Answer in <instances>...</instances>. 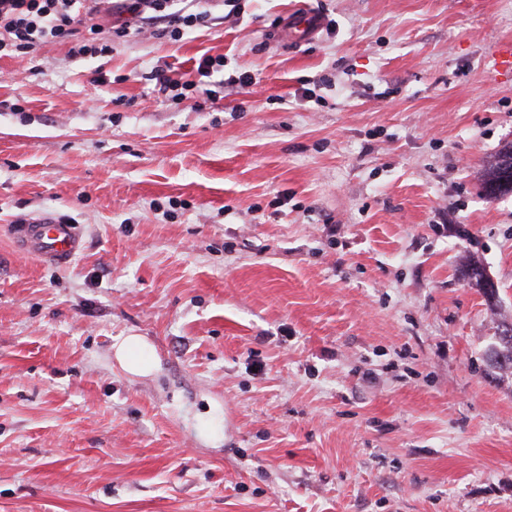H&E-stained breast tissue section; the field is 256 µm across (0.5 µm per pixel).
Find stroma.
I'll use <instances>...</instances> for the list:
<instances>
[{
    "mask_svg": "<svg viewBox=\"0 0 512 512\" xmlns=\"http://www.w3.org/2000/svg\"><path fill=\"white\" fill-rule=\"evenodd\" d=\"M208 10L120 38L104 0L111 53L0 58V512H512V0ZM40 217L69 263L15 238ZM481 184L489 199L496 198L500 193L512 192V145L499 154ZM18 233L22 245L59 264L70 262L81 248L73 224L39 219L21 224ZM463 273L469 284L480 288L485 296L492 297L496 294V287L481 262L468 260L463 265ZM498 345L490 352L489 362L500 370L512 369V324L504 327L497 336ZM114 359L130 375L145 377L157 370V359L150 343L143 336L122 337L112 346Z\"/></svg>",
    "mask_w": 512,
    "mask_h": 512,
    "instance_id": "1",
    "label": "stroma"
}]
</instances>
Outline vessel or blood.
<instances>
[{"label":"vessel or blood","mask_w":512,"mask_h":512,"mask_svg":"<svg viewBox=\"0 0 512 512\" xmlns=\"http://www.w3.org/2000/svg\"><path fill=\"white\" fill-rule=\"evenodd\" d=\"M18 233L22 245L59 264L70 262L81 248L76 228L70 224L39 219L20 225Z\"/></svg>","instance_id":"1"}]
</instances>
